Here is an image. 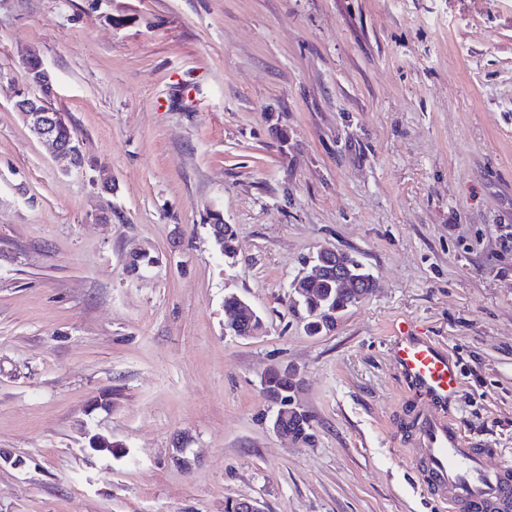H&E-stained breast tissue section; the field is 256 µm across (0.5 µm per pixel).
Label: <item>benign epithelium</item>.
Returning <instances> with one entry per match:
<instances>
[{
    "label": "benign epithelium",
    "instance_id": "obj_1",
    "mask_svg": "<svg viewBox=\"0 0 512 512\" xmlns=\"http://www.w3.org/2000/svg\"><path fill=\"white\" fill-rule=\"evenodd\" d=\"M24 72L28 89H17L12 92L13 107L22 117L32 135H34L45 149L53 156L65 158L70 165H75L77 156L81 152L79 139L64 138L69 131L70 120L67 113L61 111L55 104L56 91L50 72L45 68L43 61L36 55L27 56L24 61ZM336 250L324 248L312 258L314 263V275L296 276L290 284L293 298L305 292L304 285L323 274H336V282L344 291L353 295L357 301H362L366 294L361 284L349 278L346 269L335 265ZM242 307L251 317L248 328H236L229 335L242 339L252 338L258 335L262 329V320L255 310L249 305ZM306 411L297 401V395H292L288 400V413L281 409H275L270 418L272 431L280 436L297 439L298 434L292 426L285 423L286 418L300 420L304 418Z\"/></svg>",
    "mask_w": 512,
    "mask_h": 512
}]
</instances>
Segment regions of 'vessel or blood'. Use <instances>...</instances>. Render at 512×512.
Here are the masks:
<instances>
[{
	"label": "vessel or blood",
	"mask_w": 512,
	"mask_h": 512,
	"mask_svg": "<svg viewBox=\"0 0 512 512\" xmlns=\"http://www.w3.org/2000/svg\"><path fill=\"white\" fill-rule=\"evenodd\" d=\"M392 353L424 402L411 421L421 490L441 497L448 512H512V457L466 434L445 411L461 383L457 361L410 328L395 337Z\"/></svg>",
	"instance_id": "vessel-or-blood-1"
}]
</instances>
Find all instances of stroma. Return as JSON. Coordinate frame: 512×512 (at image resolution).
<instances>
[{"label": "stroma", "mask_w": 512, "mask_h": 512, "mask_svg": "<svg viewBox=\"0 0 512 512\" xmlns=\"http://www.w3.org/2000/svg\"><path fill=\"white\" fill-rule=\"evenodd\" d=\"M30 50L82 170L13 108ZM508 231L512 0H0V512H448L390 343L447 348L454 417L512 452ZM323 248L377 286L313 336L289 284ZM286 366L305 441L269 425ZM211 220H216L217 224H209L211 229V233L213 239L217 245V247L224 253V256L228 258H234L236 255V250L234 246L235 239V230L233 229L231 224H224V221L221 220L220 216L212 215L210 217ZM215 226L217 229L215 230ZM218 234L219 237H215L214 234ZM240 303L247 314L251 317V320L246 322L248 324V329L238 327V325L235 324L237 321L242 323H244V321L239 319L240 313L237 308L239 304L238 297L231 293L224 298V323L231 325L235 324L234 327L236 328L237 334L234 331H228L226 329L225 333L242 339H248L257 336L262 329L261 318L258 317L256 311L253 310L245 302L240 300Z\"/></svg>", "instance_id": "1"}]
</instances>
